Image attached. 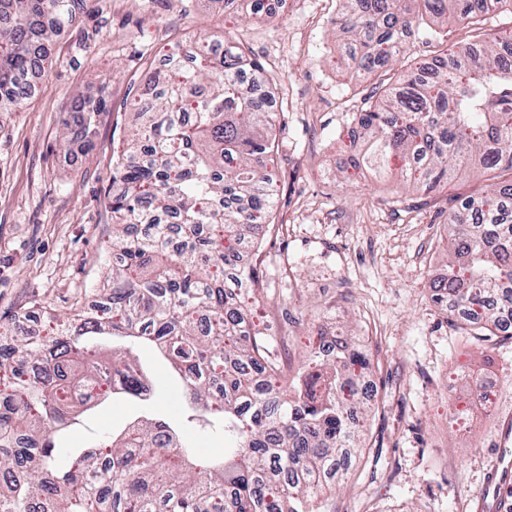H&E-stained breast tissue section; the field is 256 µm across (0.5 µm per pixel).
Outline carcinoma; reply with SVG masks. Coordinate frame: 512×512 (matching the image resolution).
Instances as JSON below:
<instances>
[{
  "label": "carcinoma",
  "instance_id": "cac0c4a2",
  "mask_svg": "<svg viewBox=\"0 0 512 512\" xmlns=\"http://www.w3.org/2000/svg\"><path fill=\"white\" fill-rule=\"evenodd\" d=\"M336 30L346 56L372 91L357 113L365 144L352 167L378 177L402 161L400 181L432 192L473 167L488 188L448 215V261L432 284L435 304L468 310L473 336L512 338L496 303L512 298V37L441 49L428 72L408 39L421 21H478L512 0H341ZM87 0H0V112L32 97L31 67L51 66L45 45L75 25ZM169 53L159 91L137 114L126 149L113 162L112 287L103 311L74 310L48 337L0 345V512H320L324 476L361 448L368 402L359 382L371 360L343 339L323 358L319 333L292 376L277 336L250 321L261 306L254 265L238 247L254 226L272 223L267 165L273 113L255 89L260 72L235 44L218 56L194 44L192 66ZM105 108L83 103L89 129ZM96 336L122 339L112 357ZM152 345L168 356L197 413L188 422L233 447L203 459L161 419L136 417L62 457L61 434L88 409L117 396L145 405L153 385L134 355Z\"/></svg>",
  "mask_w": 512,
  "mask_h": 512
}]
</instances>
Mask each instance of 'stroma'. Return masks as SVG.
Instances as JSON below:
<instances>
[{
    "label": "stroma",
    "instance_id": "stroma-1",
    "mask_svg": "<svg viewBox=\"0 0 512 512\" xmlns=\"http://www.w3.org/2000/svg\"><path fill=\"white\" fill-rule=\"evenodd\" d=\"M339 10L340 0H275L273 18L257 22L247 0L230 11L224 0H88L55 40L34 96L0 118V324L44 337L46 311L93 313L94 292L112 272V156L134 122L131 101L151 92L147 67H161L175 43L234 40L273 93L276 220L258 231L264 302L253 320L284 338L292 365L322 324L373 362L367 446L325 490L322 512H476L512 423V339L467 334L456 313L432 302L428 278L446 263L449 213L484 179L463 173L446 189L399 195L394 179L349 166L348 124L370 85L340 58ZM476 34L487 42L512 34V10L489 13L477 33L449 26L448 44ZM88 95L107 102L94 147L61 150L63 125ZM138 355L156 382L157 413L184 427L201 454H223V438L188 426L169 361L149 348ZM488 371L498 393L470 427L456 425L452 413L471 398L466 376ZM139 410L125 398L93 408L66 445L86 448Z\"/></svg>",
    "mask_w": 512,
    "mask_h": 512
}]
</instances>
